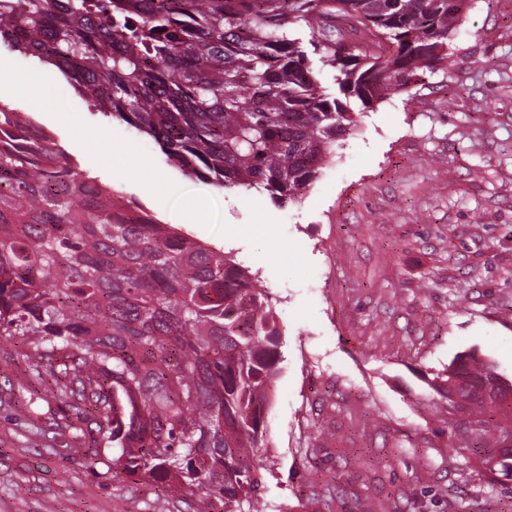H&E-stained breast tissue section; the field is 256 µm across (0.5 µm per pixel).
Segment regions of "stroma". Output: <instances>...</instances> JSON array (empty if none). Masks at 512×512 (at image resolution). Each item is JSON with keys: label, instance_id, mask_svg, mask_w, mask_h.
I'll list each match as a JSON object with an SVG mask.
<instances>
[{"label": "stroma", "instance_id": "stroma-1", "mask_svg": "<svg viewBox=\"0 0 512 512\" xmlns=\"http://www.w3.org/2000/svg\"><path fill=\"white\" fill-rule=\"evenodd\" d=\"M448 67L424 74L360 118L301 200L218 192L171 165L123 121L94 111L52 66L5 45L0 58L50 76L84 121L143 145L185 189L217 199L247 224V200L283 223L314 271L278 279L249 245L166 209L150 192L97 166L66 128L27 113L78 170L146 220L220 248L259 279L283 329L281 373L260 470L265 512H503L512 494L453 462L416 370L477 350L512 378V0H469ZM19 338L0 336V512H153L154 487L121 484L67 454L25 421L44 415L14 399L27 378Z\"/></svg>", "mask_w": 512, "mask_h": 512}]
</instances>
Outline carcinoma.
Instances as JSON below:
<instances>
[{"instance_id":"obj_1","label":"carcinoma","mask_w":512,"mask_h":512,"mask_svg":"<svg viewBox=\"0 0 512 512\" xmlns=\"http://www.w3.org/2000/svg\"><path fill=\"white\" fill-rule=\"evenodd\" d=\"M448 0H0V43L54 66L186 175L294 202L357 113L448 64ZM336 72L320 84L301 34ZM0 335L60 378L56 427L105 476L192 512L257 498L282 330L224 255L112 198L22 112H0ZM60 355L62 363L54 364ZM471 352L416 375L448 455L512 493V410Z\"/></svg>"}]
</instances>
